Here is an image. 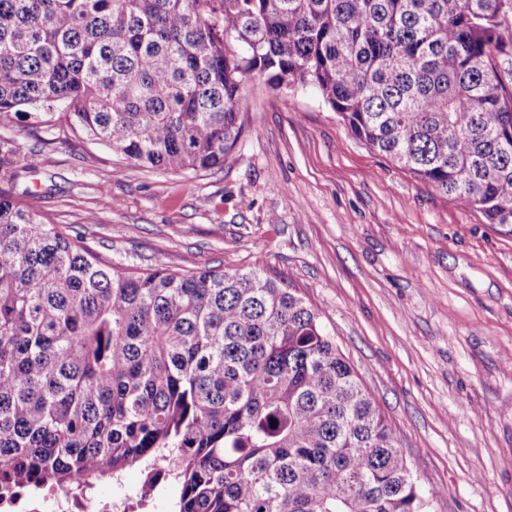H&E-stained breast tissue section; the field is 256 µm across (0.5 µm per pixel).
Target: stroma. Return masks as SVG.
<instances>
[{"label": "stroma", "instance_id": "35a3bbf8", "mask_svg": "<svg viewBox=\"0 0 512 512\" xmlns=\"http://www.w3.org/2000/svg\"><path fill=\"white\" fill-rule=\"evenodd\" d=\"M217 171L0 127V192L133 269L262 268L318 310L432 512H512V236L254 77Z\"/></svg>", "mask_w": 512, "mask_h": 512}]
</instances>
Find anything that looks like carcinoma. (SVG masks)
Masks as SVG:
<instances>
[{
	"mask_svg": "<svg viewBox=\"0 0 512 512\" xmlns=\"http://www.w3.org/2000/svg\"><path fill=\"white\" fill-rule=\"evenodd\" d=\"M512 0H0V126L64 122L145 168L224 166L249 80L512 235ZM138 465L174 512H431L299 290L134 271L0 194V476Z\"/></svg>",
	"mask_w": 512,
	"mask_h": 512,
	"instance_id": "1",
	"label": "carcinoma"
}]
</instances>
